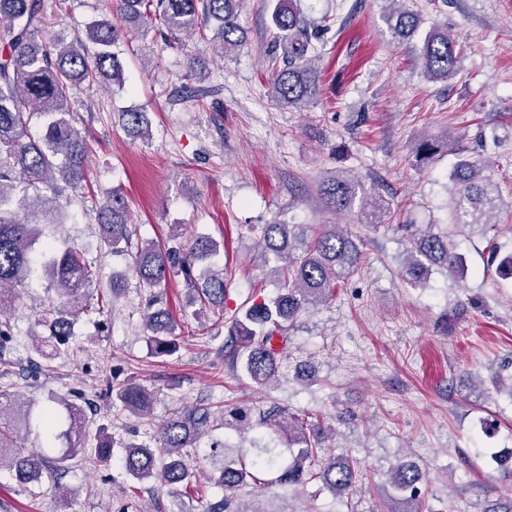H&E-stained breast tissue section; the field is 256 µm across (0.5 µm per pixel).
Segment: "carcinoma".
Masks as SVG:
<instances>
[{"instance_id": "1", "label": "carcinoma", "mask_w": 512, "mask_h": 512, "mask_svg": "<svg viewBox=\"0 0 512 512\" xmlns=\"http://www.w3.org/2000/svg\"><path fill=\"white\" fill-rule=\"evenodd\" d=\"M240 2L117 0L116 13L127 28L101 19L87 26L85 32L70 36L48 26L44 0H0V315L14 306L18 287L29 279L39 254L44 256V271L56 298L40 315L37 326L64 343L71 336L76 317L103 313V303H92L88 292L98 272L81 251L39 245L37 226L59 223V198L66 190L81 187L85 180L86 143L74 126L73 100L84 87L100 82L123 86V68L114 47L130 33H148L154 21L160 23L159 35L167 43L183 33L206 31L216 22L214 39L221 51L239 47L243 42L238 22ZM386 2L393 5L385 16L392 38L410 50L424 75L444 83L454 77L459 54L448 28L432 26L418 46L413 39L421 27V16L406 8L408 0ZM271 22L276 29L271 57L275 68L273 97L299 108L316 104L321 84V71L315 66L321 53L316 34L294 7V0H276ZM121 119L129 134L143 139L150 135L148 113L131 109L121 113ZM36 121L41 127L38 135L32 133ZM452 150L448 141L441 144L423 137L413 153L417 164L423 166L438 153ZM450 181L449 223L491 229L500 196L497 186L483 175L482 164L458 156ZM360 190L358 180L339 175L319 185L325 205L337 212L350 210ZM387 210L380 196L364 203L365 216L373 225L382 222ZM97 222L102 240L112 251L129 242L128 207L120 191L107 193ZM396 228L406 233L409 244L401 269L405 283L421 285L433 267L463 276L464 261L449 236L424 230L419 224H398ZM256 248L263 257L271 254L282 262L276 272L284 287L276 296L237 312L224 339V356L232 370H242L254 385L262 387L276 376V338L283 336L300 315L326 301L337 282L360 268L362 250L336 224H264ZM218 250L216 241L201 237L177 260L171 251L150 242L137 250L134 270L148 288L160 286L172 272L180 274L194 285L200 302L222 312L228 286L224 270L208 267L195 276L197 264L210 260ZM145 328L152 356L164 358L178 350L176 324L167 310L147 312ZM112 400L138 419L152 417L153 394L130 379L112 388ZM62 410L68 422L62 434L65 448L55 456L52 448L27 452L21 432L29 425L30 411L0 393V471L7 470L18 481L30 483L40 480L46 470L65 469L77 456L94 467L113 458V441L103 432L96 447H86L81 406L59 401L57 407L46 410L47 423L54 424ZM263 423L272 433L286 435L287 450L258 443L247 460L229 455L223 443L212 444L203 460L211 470V481L224 494L209 503L207 512H248L239 506V490L250 484H266L260 475L270 472L275 473L274 483L283 488L319 480L336 495L369 480L348 455L327 452L325 440L333 428L325 418L314 414L300 418L282 411L263 416ZM213 427L215 416L209 407L186 406L157 428V447L124 445L120 466L138 483L155 480L169 486H188L197 475L185 462V449L198 448ZM389 484L407 505L404 512H422L423 473L418 465L399 464Z\"/></svg>"}]
</instances>
